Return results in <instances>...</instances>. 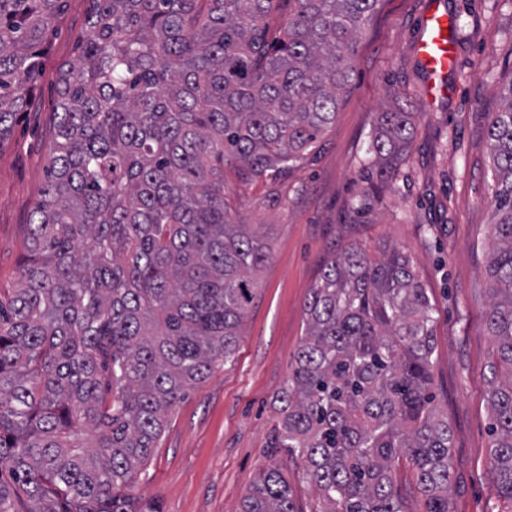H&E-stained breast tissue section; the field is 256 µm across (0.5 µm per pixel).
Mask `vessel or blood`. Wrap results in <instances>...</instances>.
<instances>
[{"label":"vessel or blood","mask_w":512,"mask_h":512,"mask_svg":"<svg viewBox=\"0 0 512 512\" xmlns=\"http://www.w3.org/2000/svg\"><path fill=\"white\" fill-rule=\"evenodd\" d=\"M452 20L447 13L439 8L429 7L425 13L424 33L416 45V52L422 60V65L435 82L427 86L425 93L431 97L443 95L446 86L440 78L454 63L453 44L448 31Z\"/></svg>","instance_id":"1"}]
</instances>
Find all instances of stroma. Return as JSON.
Segmentation results:
<instances>
[{
  "mask_svg": "<svg viewBox=\"0 0 512 512\" xmlns=\"http://www.w3.org/2000/svg\"><path fill=\"white\" fill-rule=\"evenodd\" d=\"M429 0H379L354 57L335 121L288 173L241 184L224 172L237 221L268 237L234 363L218 367L168 414L131 493L140 512H239L260 468L277 464L298 512L317 495L304 463L270 445L284 386L305 335L309 292L332 253L404 251L435 304V402L448 414L453 512H511L490 480L487 403L493 338L486 325L493 244L486 115L512 79V0H440L453 19L458 63L447 97L427 103L415 53ZM90 0H66L32 104L0 145V292L15 287L27 224L45 183L58 68L75 55ZM417 114L398 175L380 184L366 149L388 88Z\"/></svg>",
  "mask_w": 512,
  "mask_h": 512,
  "instance_id": "obj_1",
  "label": "stroma"
}]
</instances>
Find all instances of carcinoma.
<instances>
[{"instance_id":"1","label":"carcinoma","mask_w":512,"mask_h":512,"mask_svg":"<svg viewBox=\"0 0 512 512\" xmlns=\"http://www.w3.org/2000/svg\"><path fill=\"white\" fill-rule=\"evenodd\" d=\"M59 67L53 144L17 288L0 298V512H137L166 415L234 360L266 236L235 221L249 183L301 162L349 89L378 0H91ZM64 0H0V144L27 111ZM288 10L278 34L267 19ZM368 148L395 179L416 113L386 91ZM487 117L496 216L487 323L490 477L512 505V80ZM435 308L396 247L328 259L277 395L272 447L304 461L317 512H452L448 418L430 396ZM240 512H297L276 464ZM396 478L402 486L403 508L405 512H424L422 496L414 489V476L405 459L400 460L395 470Z\"/></svg>"}]
</instances>
